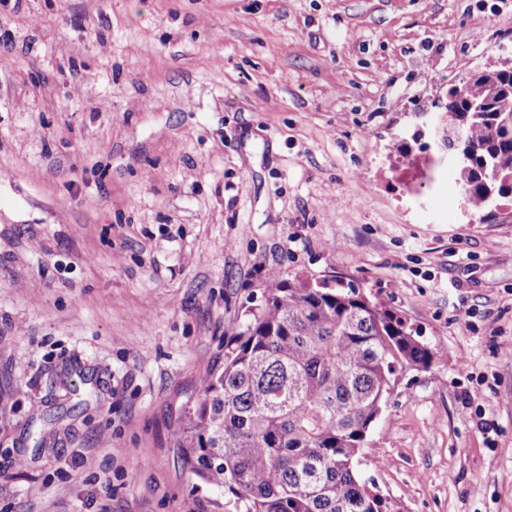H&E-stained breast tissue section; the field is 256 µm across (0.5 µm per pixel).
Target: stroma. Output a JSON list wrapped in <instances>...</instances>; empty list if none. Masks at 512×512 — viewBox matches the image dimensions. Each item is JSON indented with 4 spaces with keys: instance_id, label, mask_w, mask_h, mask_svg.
<instances>
[{
    "instance_id": "stroma-1",
    "label": "stroma",
    "mask_w": 512,
    "mask_h": 512,
    "mask_svg": "<svg viewBox=\"0 0 512 512\" xmlns=\"http://www.w3.org/2000/svg\"><path fill=\"white\" fill-rule=\"evenodd\" d=\"M512 0H0V512H230L173 431L269 271L435 359L359 458L403 512H512V195L431 119Z\"/></svg>"
}]
</instances>
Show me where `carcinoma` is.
Listing matches in <instances>:
<instances>
[{"mask_svg": "<svg viewBox=\"0 0 512 512\" xmlns=\"http://www.w3.org/2000/svg\"><path fill=\"white\" fill-rule=\"evenodd\" d=\"M491 83L512 93V74L485 69L452 91L448 120L465 153L459 182L479 210L512 194L507 114L492 101L466 111ZM226 347L174 431L184 469L223 487L236 512H402L357 464L399 376L433 361L402 319L353 284L273 272L264 306Z\"/></svg>", "mask_w": 512, "mask_h": 512, "instance_id": "obj_1", "label": "carcinoma"}]
</instances>
